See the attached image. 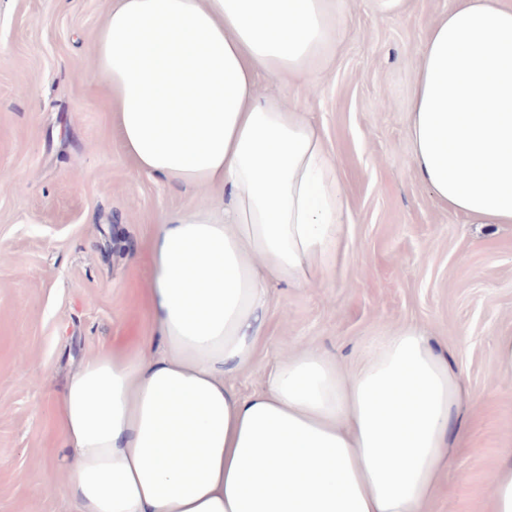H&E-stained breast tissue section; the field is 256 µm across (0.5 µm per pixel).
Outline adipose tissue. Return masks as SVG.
<instances>
[{
    "instance_id": "ef3b65f1",
    "label": "adipose tissue",
    "mask_w": 512,
    "mask_h": 512,
    "mask_svg": "<svg viewBox=\"0 0 512 512\" xmlns=\"http://www.w3.org/2000/svg\"><path fill=\"white\" fill-rule=\"evenodd\" d=\"M343 0H108L95 46L137 172L224 207L163 218L147 243L154 333L68 379L59 427L78 512H426L462 401L416 325L347 372L298 348L241 396L267 280L304 288L346 254L322 128L258 79L319 86ZM415 172L473 224H512V0H459L432 26L407 115Z\"/></svg>"
}]
</instances>
